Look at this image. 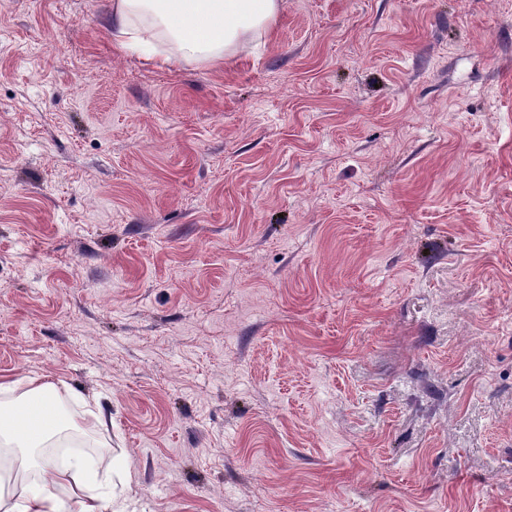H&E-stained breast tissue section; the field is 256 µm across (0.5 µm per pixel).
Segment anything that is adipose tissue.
Segmentation results:
<instances>
[{"mask_svg":"<svg viewBox=\"0 0 512 512\" xmlns=\"http://www.w3.org/2000/svg\"><path fill=\"white\" fill-rule=\"evenodd\" d=\"M283 0H113V40L158 67L185 63L214 66L244 43L267 33ZM8 396L0 412V459H9L22 477L20 491L0 472V512H125V490L100 472L99 462L82 453L57 464L47 449L65 432L84 434L105 428L103 414L86 421L64 417L54 385L0 382ZM66 484L50 491L47 474Z\"/></svg>","mask_w":512,"mask_h":512,"instance_id":"ef3b65f1","label":"adipose tissue"}]
</instances>
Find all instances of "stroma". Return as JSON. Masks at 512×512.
I'll list each match as a JSON object with an SVG mask.
<instances>
[{"label":"stroma","mask_w":512,"mask_h":512,"mask_svg":"<svg viewBox=\"0 0 512 512\" xmlns=\"http://www.w3.org/2000/svg\"><path fill=\"white\" fill-rule=\"evenodd\" d=\"M0 0V381L126 512H512V0H284L144 64Z\"/></svg>","instance_id":"stroma-1"}]
</instances>
